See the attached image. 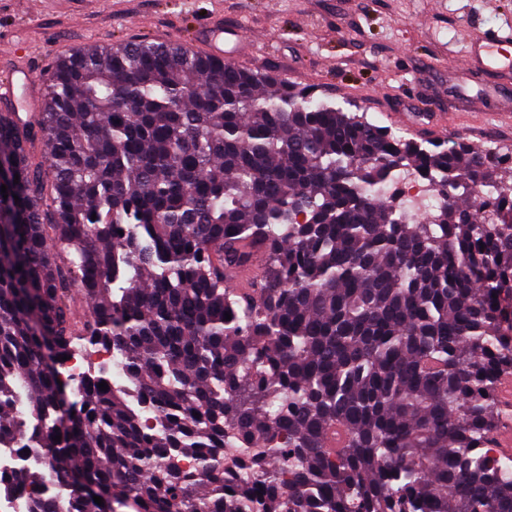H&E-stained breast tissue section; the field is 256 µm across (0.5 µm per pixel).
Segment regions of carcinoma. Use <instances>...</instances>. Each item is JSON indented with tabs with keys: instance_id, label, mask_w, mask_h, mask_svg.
<instances>
[{
	"instance_id": "cac0c4a2",
	"label": "carcinoma",
	"mask_w": 512,
	"mask_h": 512,
	"mask_svg": "<svg viewBox=\"0 0 512 512\" xmlns=\"http://www.w3.org/2000/svg\"><path fill=\"white\" fill-rule=\"evenodd\" d=\"M1 161L0 444L36 466L0 497L512 512V153L141 40L61 59L31 123L0 112ZM408 170L447 198L422 220L389 189ZM78 346L108 390L71 398ZM87 355L81 348H76L64 365L60 368L61 377L74 383L78 380L88 365Z\"/></svg>"
}]
</instances>
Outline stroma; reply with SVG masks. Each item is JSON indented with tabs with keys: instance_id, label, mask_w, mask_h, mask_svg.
I'll return each instance as SVG.
<instances>
[{
	"instance_id": "1",
	"label": "stroma",
	"mask_w": 512,
	"mask_h": 512,
	"mask_svg": "<svg viewBox=\"0 0 512 512\" xmlns=\"http://www.w3.org/2000/svg\"><path fill=\"white\" fill-rule=\"evenodd\" d=\"M235 24L254 40L238 68L272 72L418 142L512 150V70L489 76L473 43L512 27V0H0V44L20 43L42 85L60 56L148 40L189 42ZM469 57L449 71V60ZM398 112L433 117L415 132Z\"/></svg>"
}]
</instances>
